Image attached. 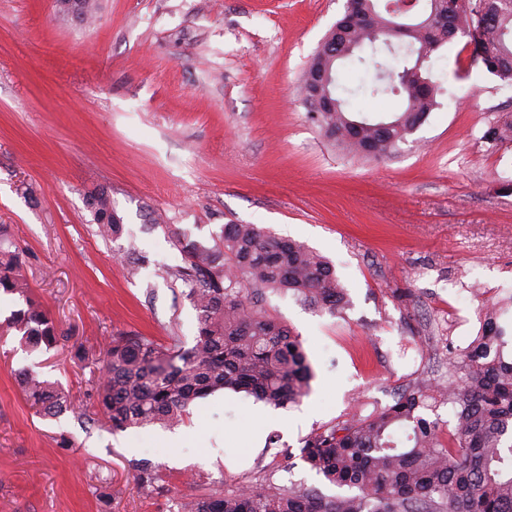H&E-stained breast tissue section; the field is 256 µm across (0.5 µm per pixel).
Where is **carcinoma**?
Segmentation results:
<instances>
[{
    "label": "carcinoma",
    "instance_id": "obj_1",
    "mask_svg": "<svg viewBox=\"0 0 512 512\" xmlns=\"http://www.w3.org/2000/svg\"><path fill=\"white\" fill-rule=\"evenodd\" d=\"M379 0H362L372 14L378 39L406 40L404 54L383 72L384 92L397 97L398 108L369 120L353 115L330 82L334 111H314L306 80L299 94L324 137L354 157L385 159L395 154L437 106L439 87L420 85L430 55L423 43L442 46L470 28H482V64L512 81V0H483L487 14L477 18L451 0H426L428 14L440 20L417 22L404 34H391V21ZM372 41L363 29L335 38L331 71L354 50ZM490 150L512 141V121L488 122L481 136ZM88 207L104 239L123 233V217L105 190L92 192ZM172 242L182 264L167 270L181 295L197 313V336L185 346L178 336L165 345L149 336L118 334L104 351L96 404L114 432L163 424L173 427L187 417L192 403L217 391L245 392L274 406L304 396L313 371L301 338L262 306L267 290L289 293L296 301L331 315L345 310L348 294L333 265L292 239L277 237L255 224H226L211 246L176 232ZM0 291L22 298L25 307L0 323V336H17L36 349L58 345L64 335L50 314L33 300L20 271L19 256L0 246ZM512 297L488 307L485 327L464 349L448 348L454 368L441 397L453 412L452 424L431 419L437 388H405L393 403L368 415L352 416L314 430L300 449L301 458L331 484L357 489L333 499L303 485L287 488L249 484L232 493L220 490L180 504V512H512V350L500 317ZM27 402L43 416L71 407L69 392L29 369L17 373ZM157 470L136 466L134 480L154 487Z\"/></svg>",
    "mask_w": 512,
    "mask_h": 512
}]
</instances>
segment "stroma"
Masks as SVG:
<instances>
[{"instance_id": "35a3bbf8", "label": "stroma", "mask_w": 512, "mask_h": 512, "mask_svg": "<svg viewBox=\"0 0 512 512\" xmlns=\"http://www.w3.org/2000/svg\"><path fill=\"white\" fill-rule=\"evenodd\" d=\"M347 0H99L94 22L54 0H0V237L35 299L65 335L30 350L0 340V512H171L175 501L249 483L348 495L298 456L315 429L354 407L385 406L448 372L438 335L474 316L491 289L512 293V142L488 150V121L512 116V82L472 57L467 37L434 51L439 106L388 159L329 143L297 86ZM385 45L338 67L348 108L380 118ZM124 217L97 235L90 192ZM162 215L151 227L147 212ZM255 224L328 258L350 305L330 315L267 292L266 307L302 339L315 378L297 405L258 406L243 392L196 400L184 424L112 432L90 422L109 336H178L197 313L167 278L172 232L212 243ZM141 259L136 275L124 255ZM89 353L74 359L75 346ZM69 391L72 410L35 415L15 373ZM157 466L155 491L134 465Z\"/></svg>"}]
</instances>
